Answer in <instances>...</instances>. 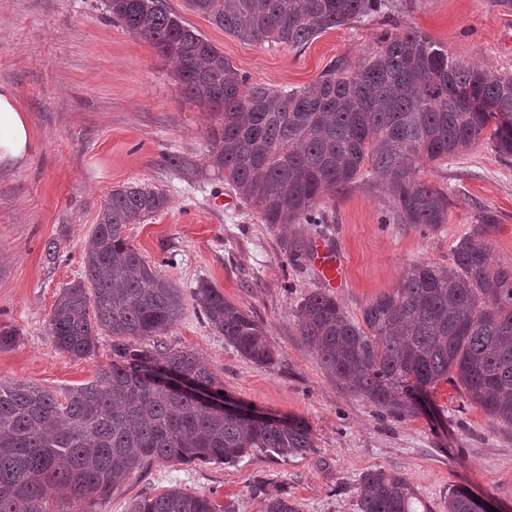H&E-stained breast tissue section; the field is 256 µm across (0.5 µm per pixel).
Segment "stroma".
<instances>
[{
    "instance_id": "35a3bbf8",
    "label": "stroma",
    "mask_w": 512,
    "mask_h": 512,
    "mask_svg": "<svg viewBox=\"0 0 512 512\" xmlns=\"http://www.w3.org/2000/svg\"><path fill=\"white\" fill-rule=\"evenodd\" d=\"M391 3L389 14L323 31L293 50L242 42L183 0H169L242 73L275 89L306 86L337 58L361 60L382 31L397 28L427 34L464 63L512 73V10L493 0ZM0 84L14 88L32 128L27 163L0 168V328L20 333L0 350V380L58 394L111 363V337L74 358L56 348L48 320L62 289L83 274V250L109 193L139 182L163 189L169 203L128 225L129 242L184 299L162 343L195 352L235 400L304 419L313 431L314 447L303 456L147 463L93 512H128L133 500L173 486L231 512H263L265 497L279 494L300 512H357V481L376 468L404 474L431 512H446L456 487L512 512V430L492 426L446 381L430 390L420 412L396 417L329 377L295 318L301 300L327 283L309 261L288 259L290 249L318 240L341 246L346 280L331 290L355 321L410 264L452 266L456 243L482 210L497 218L493 263L512 265V157L482 142L427 164L423 179L451 200L447 223L434 231L385 223L388 196L365 185L324 196L325 223L273 226L206 166L212 116L186 97L173 62L112 21L102 0H0ZM173 156L190 170H173ZM51 241L59 246L53 258ZM202 282L262 325L272 363L243 357L207 323L194 294Z\"/></svg>"
}]
</instances>
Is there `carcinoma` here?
I'll return each mask as SVG.
<instances>
[{
    "mask_svg": "<svg viewBox=\"0 0 512 512\" xmlns=\"http://www.w3.org/2000/svg\"><path fill=\"white\" fill-rule=\"evenodd\" d=\"M193 12L238 39L302 48L322 31L390 8L388 0H184ZM106 12L175 63L183 92L213 113L207 166L224 174L267 224L325 223L319 201L374 174L388 191L391 218L420 231L448 221L451 200L425 182L423 167L488 140L512 156V75L473 67L415 29L377 37V50L351 64L340 58L309 86L274 90L224 58L186 25L168 0H104ZM159 188L128 183L112 190L89 237L83 278L63 288L49 318L55 346L74 358L112 337V362L61 395L0 382V512H44L59 492L88 507L152 460L233 462L250 452L303 456L314 447L303 419H255L209 409L150 382L175 369L224 391L195 353L155 344L180 317L179 288L153 270L125 237L165 209ZM490 212L454 248L443 268L414 263L396 288L351 320L323 290L305 296L297 326L322 368L354 394L391 414H413L439 381L460 387L498 426L512 428V266L489 261ZM197 297L211 327L241 355L273 361L256 320L205 283ZM357 512H419L408 478L376 469L358 486ZM265 512H300L270 496ZM447 512H476L463 488ZM129 512H223L184 488L133 501Z\"/></svg>",
    "mask_w": 512,
    "mask_h": 512,
    "instance_id": "carcinoma-1",
    "label": "carcinoma"
}]
</instances>
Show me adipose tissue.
<instances>
[{
    "label": "adipose tissue",
    "instance_id": "adipose-tissue-1",
    "mask_svg": "<svg viewBox=\"0 0 512 512\" xmlns=\"http://www.w3.org/2000/svg\"><path fill=\"white\" fill-rule=\"evenodd\" d=\"M31 148L30 121L16 91L0 85V164L23 166Z\"/></svg>",
    "mask_w": 512,
    "mask_h": 512
}]
</instances>
